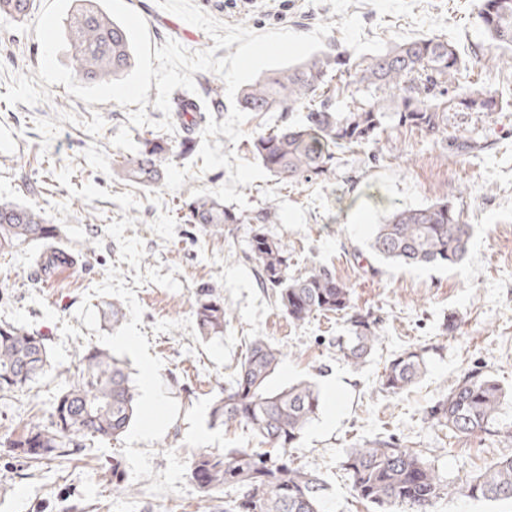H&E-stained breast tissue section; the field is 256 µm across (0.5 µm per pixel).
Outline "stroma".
Segmentation results:
<instances>
[{"label": "stroma", "mask_w": 512, "mask_h": 512, "mask_svg": "<svg viewBox=\"0 0 512 512\" xmlns=\"http://www.w3.org/2000/svg\"><path fill=\"white\" fill-rule=\"evenodd\" d=\"M145 20L152 47L177 41L191 52L214 49L202 29L159 7L157 0H125ZM225 24L255 32L308 33L332 24L325 45L346 51L331 5L310 0H194ZM476 0H418L414 13L462 25L456 48L467 84L512 94V51L496 47L481 27ZM45 0H35L34 17ZM365 38L386 46L418 38L409 18L380 15L367 0L348 8ZM33 19L0 20V202L45 213L76 263L68 274L44 276L27 248L0 254V323L44 336L50 364L31 388L0 397V512H61L62 498L85 512H224V497L205 499L190 481L193 457L208 450L252 448L240 426L211 422L214 401L233 380L250 341L264 337L284 353L273 383H315L317 416L289 448L295 466L326 483V512H375L357 498L343 462L348 451L389 439L416 451L452 487L431 512H512V503L465 496L461 488L501 458L512 456V112L487 116L453 112L451 130L487 138V149L455 156L447 141L407 127H390L379 143L345 155L336 174L293 186L275 178L243 186L247 214H278L268 232L288 249L292 274L328 268L346 284L355 312L376 322L379 342L367 361L349 366L336 347L348 323L318 314L297 325L278 308L247 257L249 227L215 233L186 223L197 188L213 190L226 169L201 172L202 158L172 159L153 188L124 181L120 165L136 154L148 126L130 124V107L86 104L64 85L37 75L42 50ZM451 200L472 237L465 258L451 266L406 269L372 254L374 225L396 207ZM213 286L232 311L223 335L203 338L195 291ZM123 307L113 324V303ZM131 338L133 347L120 345ZM97 346L121 360L135 385L140 411L116 440H93L80 459L47 466L12 463L2 443L27 423L45 421L84 349ZM424 349L426 369L400 396L378 380L406 349ZM495 378L506 393L501 434L489 442L456 437L425 417L464 371ZM119 462L121 485L104 467ZM135 495L123 493V486Z\"/></svg>", "instance_id": "35a3bbf8"}]
</instances>
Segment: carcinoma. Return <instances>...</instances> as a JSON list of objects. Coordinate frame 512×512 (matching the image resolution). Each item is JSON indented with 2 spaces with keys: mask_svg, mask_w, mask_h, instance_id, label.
I'll list each match as a JSON object with an SVG mask.
<instances>
[{
  "mask_svg": "<svg viewBox=\"0 0 512 512\" xmlns=\"http://www.w3.org/2000/svg\"><path fill=\"white\" fill-rule=\"evenodd\" d=\"M34 0H0V17L22 20ZM477 18L497 46L512 49V0H477ZM66 49L87 84L116 80L128 73L134 57L128 34L112 16L84 3L70 16L64 31ZM465 62L454 45L438 37L395 44L356 71L360 95H350L344 108L336 107L332 82L350 73L349 58L334 49L317 53L286 69L273 71L247 85L240 93L244 112H307L299 122L285 121L274 130L257 134L251 152L280 182H299L312 175H330L340 166V153L375 144L387 122L416 129L448 141L457 153L488 147V141L459 139L449 131L448 113L507 112L512 100L498 92L460 85ZM195 142L185 139L176 153L164 139L144 141V148L122 163L124 180L151 188L159 184L171 157L193 153ZM186 221L204 224L213 232L226 224H254L248 255L261 284L270 289L278 307L296 325L318 313L348 314L349 288L327 269L314 267L293 275L291 258L280 239L264 231L272 222L265 210L246 217L212 196L188 205ZM471 225L451 201L422 207L398 208L374 225L369 248L379 258L402 267L457 264L465 256ZM37 243L31 261L47 275L71 253L58 245L57 230L30 207L0 203V252ZM195 323L199 335H224L230 312L224 300L203 287L197 292ZM350 341L339 346L344 360L358 367L379 341L375 322L349 314ZM284 353L262 337L251 344L239 363L235 379L211 408L212 422L239 424L259 442L279 454L231 449L223 454L202 451L191 461L188 476L201 491L227 493L224 512H322L323 484L314 473L288 460L287 448L317 415L320 392L309 381L284 388L272 386V377ZM48 353L44 338L9 323L0 324V395L23 390L45 371ZM425 351L405 350L390 360L379 379V389L397 396L424 373ZM504 392L490 375L466 371L446 396L427 410L432 422L457 437L499 435L498 417ZM137 413L135 387L129 373L109 350L90 348L78 356L76 371L50 404L47 422L31 424L7 441L13 459L34 465L72 459L84 450V440H111L124 434ZM353 490L363 501L389 512H428L448 495V484L410 448L387 440L370 441L351 449L344 461ZM467 496L489 501H512V456L504 457L477 475L466 487Z\"/></svg>",
  "mask_w": 512,
  "mask_h": 512,
  "instance_id": "obj_1",
  "label": "carcinoma"
}]
</instances>
